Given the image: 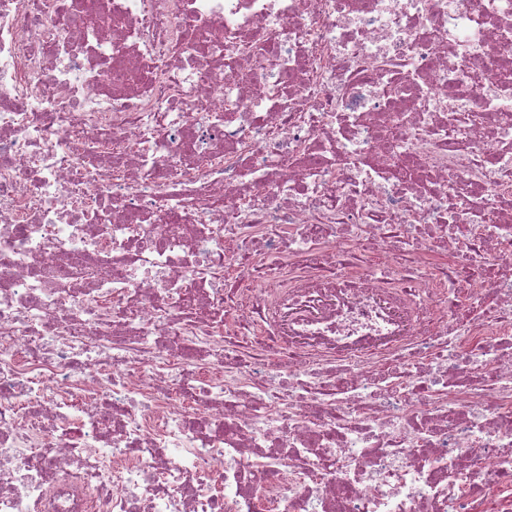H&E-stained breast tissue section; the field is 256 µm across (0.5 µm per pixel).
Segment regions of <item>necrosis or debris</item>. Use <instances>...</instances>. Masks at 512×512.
<instances>
[{"label":"necrosis or debris","instance_id":"4bbe7bcc","mask_svg":"<svg viewBox=\"0 0 512 512\" xmlns=\"http://www.w3.org/2000/svg\"><path fill=\"white\" fill-rule=\"evenodd\" d=\"M512 512V0H0V512Z\"/></svg>","mask_w":512,"mask_h":512}]
</instances>
